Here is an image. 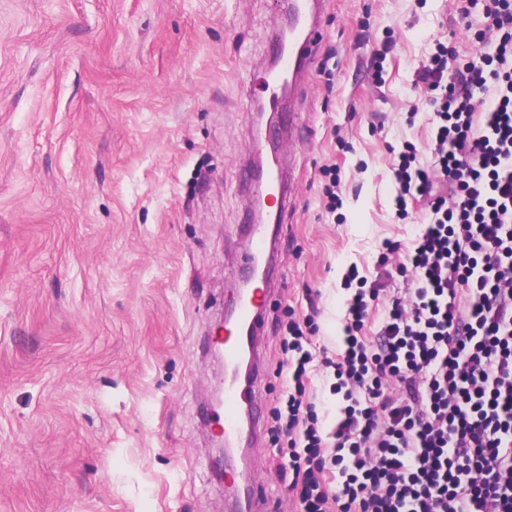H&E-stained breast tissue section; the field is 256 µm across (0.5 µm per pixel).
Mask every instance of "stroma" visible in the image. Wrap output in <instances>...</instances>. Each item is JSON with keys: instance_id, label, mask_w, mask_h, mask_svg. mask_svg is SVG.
I'll list each match as a JSON object with an SVG mask.
<instances>
[{"instance_id": "obj_1", "label": "stroma", "mask_w": 512, "mask_h": 512, "mask_svg": "<svg viewBox=\"0 0 512 512\" xmlns=\"http://www.w3.org/2000/svg\"><path fill=\"white\" fill-rule=\"evenodd\" d=\"M285 0H0V512H225L203 407L207 350L234 301L256 183L251 131L277 111L260 82ZM458 0H320L280 163L267 301L269 414L288 389L278 320L314 314L336 352L349 267L379 277L425 201L393 205L406 145L428 160L418 73L437 43L468 62L483 22ZM335 167L329 212L322 171ZM313 369L322 433L341 405ZM263 439L252 480L298 512Z\"/></svg>"}]
</instances>
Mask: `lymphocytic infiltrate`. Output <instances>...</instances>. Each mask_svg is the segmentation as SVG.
I'll use <instances>...</instances> for the list:
<instances>
[{
    "mask_svg": "<svg viewBox=\"0 0 512 512\" xmlns=\"http://www.w3.org/2000/svg\"><path fill=\"white\" fill-rule=\"evenodd\" d=\"M483 17L478 61L456 71L441 44L420 75L438 93L430 168L411 148L394 166L398 209L428 200L413 245L388 241L380 256L412 291L367 336L380 291L357 288L332 357L314 351L313 316L283 328L292 358L274 432L302 512H512V0H485ZM435 175L448 195H433ZM315 362L343 397L327 437L308 400Z\"/></svg>",
    "mask_w": 512,
    "mask_h": 512,
    "instance_id": "f902f5d3",
    "label": "lymphocytic infiltrate"
}]
</instances>
